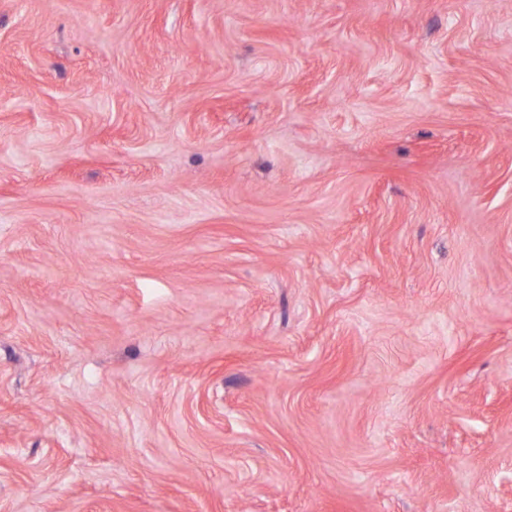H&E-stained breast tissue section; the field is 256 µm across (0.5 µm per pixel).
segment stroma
<instances>
[{
  "instance_id": "stroma-1",
  "label": "stroma",
  "mask_w": 512,
  "mask_h": 512,
  "mask_svg": "<svg viewBox=\"0 0 512 512\" xmlns=\"http://www.w3.org/2000/svg\"><path fill=\"white\" fill-rule=\"evenodd\" d=\"M0 512H512V0H0Z\"/></svg>"
}]
</instances>
